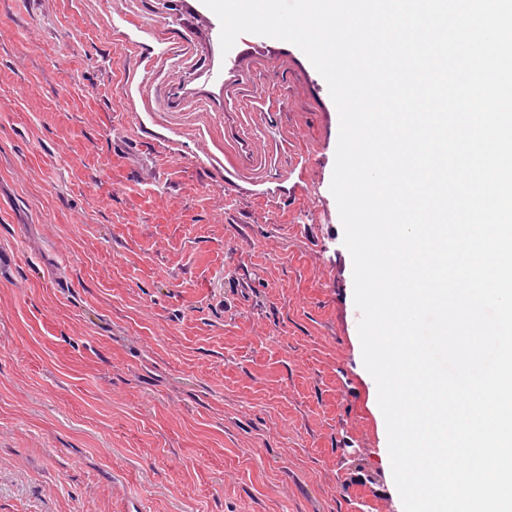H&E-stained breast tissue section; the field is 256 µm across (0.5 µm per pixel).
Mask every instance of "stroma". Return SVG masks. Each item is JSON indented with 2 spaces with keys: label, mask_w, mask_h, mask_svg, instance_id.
I'll use <instances>...</instances> for the list:
<instances>
[{
  "label": "stroma",
  "mask_w": 512,
  "mask_h": 512,
  "mask_svg": "<svg viewBox=\"0 0 512 512\" xmlns=\"http://www.w3.org/2000/svg\"><path fill=\"white\" fill-rule=\"evenodd\" d=\"M0 0V512H403L295 45Z\"/></svg>",
  "instance_id": "obj_1"
}]
</instances>
